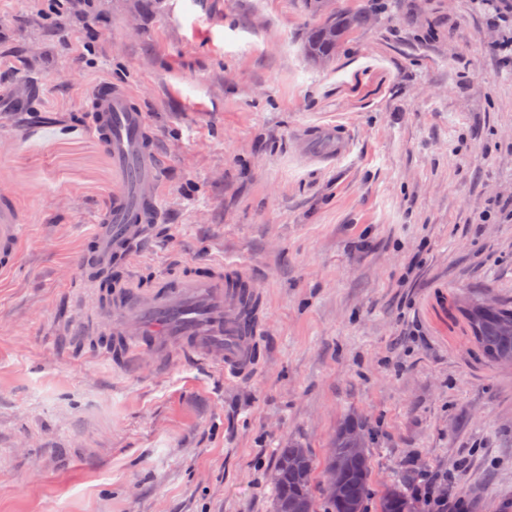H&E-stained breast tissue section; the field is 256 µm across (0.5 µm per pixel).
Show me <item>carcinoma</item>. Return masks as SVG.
<instances>
[{
  "instance_id": "cac0c4a2",
  "label": "carcinoma",
  "mask_w": 512,
  "mask_h": 512,
  "mask_svg": "<svg viewBox=\"0 0 512 512\" xmlns=\"http://www.w3.org/2000/svg\"><path fill=\"white\" fill-rule=\"evenodd\" d=\"M319 19L305 31L304 49L315 62H331L344 42L364 27L366 15L359 11L317 9ZM453 308L468 323L476 356L488 365L512 358V302H504L493 310L472 308L464 310L459 304ZM355 419H346L336 435L326 457L324 471L330 472L341 464L337 478L343 491L339 497L328 494L324 488L314 489V462L306 449L298 443H289L277 451V463L271 476L275 496V512H364L371 474L368 450L358 451L343 433ZM414 480V474L405 472L400 480L389 486L382 495L380 512H412L413 505L404 487Z\"/></svg>"
}]
</instances>
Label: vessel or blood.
Masks as SVG:
<instances>
[{
  "label": "vessel or blood",
  "mask_w": 512,
  "mask_h": 512,
  "mask_svg": "<svg viewBox=\"0 0 512 512\" xmlns=\"http://www.w3.org/2000/svg\"><path fill=\"white\" fill-rule=\"evenodd\" d=\"M85 123L112 157L115 186L91 231L82 282L107 273L113 260H130L160 218L156 180L164 163L156 151L145 112L126 88L109 82L90 93ZM299 144L317 162L347 155L351 139L343 126L306 128ZM22 226L14 207L0 204V272L16 260ZM266 323L264 294L242 266L224 262L198 273L185 269L155 288L125 280L102 299L79 336L108 332L112 362L148 371L163 370V356L180 363L220 366L227 380L248 376L261 363Z\"/></svg>",
  "instance_id": "obj_1"
}]
</instances>
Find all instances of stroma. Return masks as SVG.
<instances>
[{
  "label": "stroma",
  "mask_w": 512,
  "mask_h": 512,
  "mask_svg": "<svg viewBox=\"0 0 512 512\" xmlns=\"http://www.w3.org/2000/svg\"><path fill=\"white\" fill-rule=\"evenodd\" d=\"M0 0V201L24 225L0 274V512H273L288 442L323 481L349 415L370 434L366 512L410 471L464 512H512V365L478 361L452 297L512 301V65L473 0H335L363 30L303 50L306 0ZM90 49L71 53L68 31ZM139 95L162 218L129 268L235 261L266 293L247 378L137 376L70 337L69 284L112 193L91 88ZM342 123L350 154H298Z\"/></svg>",
  "instance_id": "35a3bbf8"
}]
</instances>
